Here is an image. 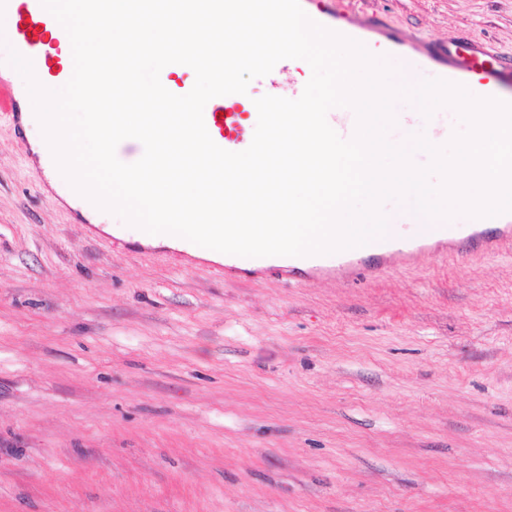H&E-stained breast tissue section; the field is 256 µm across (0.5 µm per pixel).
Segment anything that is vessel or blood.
Masks as SVG:
<instances>
[{
    "label": "vessel or blood",
    "mask_w": 512,
    "mask_h": 512,
    "mask_svg": "<svg viewBox=\"0 0 512 512\" xmlns=\"http://www.w3.org/2000/svg\"><path fill=\"white\" fill-rule=\"evenodd\" d=\"M0 12L11 21L6 36L13 48L28 58L43 62L53 81L67 83L73 74L71 43L60 38L61 26L43 8L41 0H6L5 8ZM311 17L321 25L363 43L367 42L372 31L370 25L323 8L313 11ZM430 64L438 66L440 78L465 85L475 96L494 97L498 94L493 77L503 68L504 62L478 41L459 37L449 40L447 48L429 47L406 55L404 67L407 79H414ZM27 103V90H14L9 82L0 81V110L12 113L15 127H22ZM203 119L210 137L219 147L241 152L250 146L252 136L244 113L227 107L224 97L212 98L203 110ZM327 120L341 137H351L355 131L356 115L350 108H335L328 112ZM494 222L499 227L498 235L489 237L483 232L474 231L463 239L449 235L447 223L441 222L437 225L433 242L402 245L397 253L401 260L414 263L425 253L456 251L465 243L471 249L491 255L497 253L503 243L512 240V213L496 216ZM388 265L389 257L384 252L365 260L346 262L333 269L322 267L312 255L246 258L228 254L224 257V275L229 279L275 278L291 285H301L339 275L374 278L386 271Z\"/></svg>",
    "instance_id": "vessel-or-blood-1"
}]
</instances>
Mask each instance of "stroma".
I'll use <instances>...</instances> for the list:
<instances>
[{
  "mask_svg": "<svg viewBox=\"0 0 512 512\" xmlns=\"http://www.w3.org/2000/svg\"><path fill=\"white\" fill-rule=\"evenodd\" d=\"M327 2L512 59V0ZM0 512H512V247L229 280L113 247L0 112Z\"/></svg>",
  "mask_w": 512,
  "mask_h": 512,
  "instance_id": "stroma-1",
  "label": "stroma"
}]
</instances>
